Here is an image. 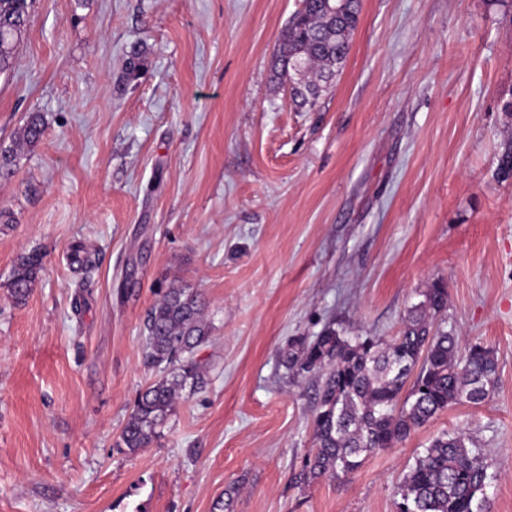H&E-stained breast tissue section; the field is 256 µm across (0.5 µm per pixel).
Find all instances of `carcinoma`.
<instances>
[{
	"label": "carcinoma",
	"mask_w": 512,
	"mask_h": 512,
	"mask_svg": "<svg viewBox=\"0 0 512 512\" xmlns=\"http://www.w3.org/2000/svg\"><path fill=\"white\" fill-rule=\"evenodd\" d=\"M30 0H0V74L12 70L29 19ZM360 0H346L332 17L326 0H305L281 33L277 73H296L299 105H313L344 62L356 28ZM43 117L28 116L18 132L22 144L37 142ZM40 270L35 252L13 266L11 299L22 304ZM425 301L410 311L400 336L386 346L372 336H344L327 327L311 342L289 345L284 365L294 376L315 379L313 443L295 477L307 485L326 475L355 472L371 454L392 447L448 407L485 400L497 379V358L481 345L458 351L457 338L432 330L430 318L447 304L442 287L428 289ZM205 303L194 292L171 286L150 311L148 358L165 365L163 375L143 388L120 435L129 454L146 448L174 411L180 391L204 384L195 351L210 334ZM470 439L445 431L420 453L399 485L397 512H484V491L491 480L487 466L473 452Z\"/></svg>",
	"instance_id": "carcinoma-1"
}]
</instances>
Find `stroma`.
Segmentation results:
<instances>
[{"mask_svg":"<svg viewBox=\"0 0 512 512\" xmlns=\"http://www.w3.org/2000/svg\"><path fill=\"white\" fill-rule=\"evenodd\" d=\"M300 6L33 0L0 75V150L45 122L0 177V512H396L444 431L487 465L488 512H512V0H361L310 108L273 69ZM437 284L436 328L494 350V389L295 486L315 384L289 375V343L331 324L391 342ZM174 285L206 303V383L130 455L159 374L147 317ZM39 270L40 260L36 252L22 254L17 258L9 283L10 297L16 304L26 302Z\"/></svg>","mask_w":512,"mask_h":512,"instance_id":"obj_1","label":"stroma"}]
</instances>
